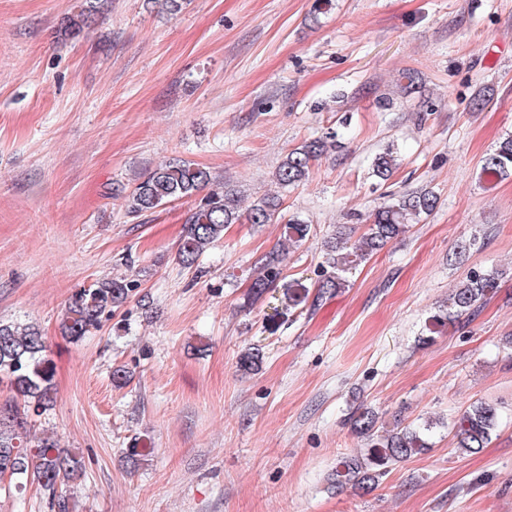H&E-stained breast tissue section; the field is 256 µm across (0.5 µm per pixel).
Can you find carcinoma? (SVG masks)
Returning a JSON list of instances; mask_svg holds the SVG:
<instances>
[{
    "mask_svg": "<svg viewBox=\"0 0 512 512\" xmlns=\"http://www.w3.org/2000/svg\"><path fill=\"white\" fill-rule=\"evenodd\" d=\"M109 7V0H83L77 9L65 17L64 34L76 38L90 28L96 17ZM334 136L314 138L288 152L279 165L275 179L282 187L305 181L315 161L335 150ZM396 168L393 149L376 155L372 172L379 179L388 180ZM479 175L487 182L512 176V135L502 138L496 148L480 161ZM209 171L186 161L161 164L143 176L128 196L129 213L139 215L169 202L198 197L196 206L185 219V234L178 249V261L185 268L194 267L199 259L224 237L230 224H267L279 209V198L268 193L242 208L240 191L225 186L222 192L203 193L210 184ZM437 194L429 189H418L391 198L366 218L367 230L356 235L337 232L336 240L327 246L325 264L321 265L316 299L348 287L345 273L370 259L374 254L396 241L407 232L409 225L418 223L438 207ZM310 233V225L298 217H291L285 225L288 241L300 243ZM280 254L271 253L263 264V275L253 285V297L266 292L280 274ZM496 271L474 272L461 282L448 299L444 319L459 323L469 319L497 288ZM132 284L124 279L98 281L88 288H80L70 298L62 318V330L73 340H80L100 326L102 318L112 309L125 304ZM45 340L38 329L29 325L0 323V382L8 380L17 396L37 413L46 410L52 401V368L45 360ZM16 406H0V474L9 475V487L23 491L29 485L48 491L59 512H70L68 495L61 491L77 471L80 461L62 452L51 437L42 438L35 449L23 448V436L10 423ZM376 414L361 408L350 418L352 432L367 441L373 456L354 457L342 463L336 471V485L346 481L369 490L383 468L431 448L426 431L410 426L386 435L376 428ZM496 426L495 408L475 402L459 416L455 425L459 448L465 451L483 448L492 439Z\"/></svg>",
    "mask_w": 512,
    "mask_h": 512,
    "instance_id": "carcinoma-1",
    "label": "carcinoma"
}]
</instances>
